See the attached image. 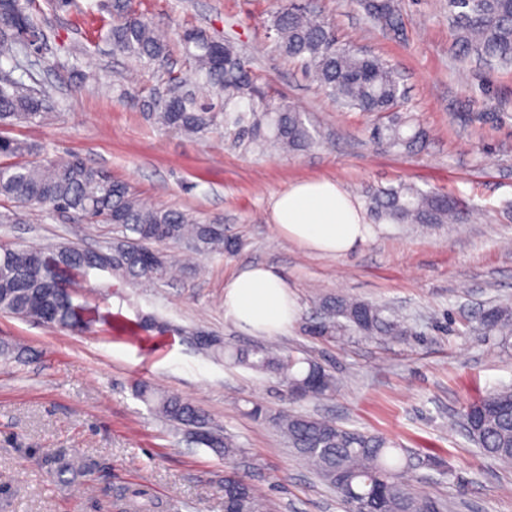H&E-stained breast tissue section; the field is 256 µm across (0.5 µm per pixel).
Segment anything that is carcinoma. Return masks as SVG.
<instances>
[{"mask_svg":"<svg viewBox=\"0 0 512 512\" xmlns=\"http://www.w3.org/2000/svg\"><path fill=\"white\" fill-rule=\"evenodd\" d=\"M107 32L114 50L162 69L169 49L153 23L137 16L129 0H108ZM36 0H0V59L11 62L28 55L26 32L45 39ZM448 15L457 32L459 60L474 55L487 64L512 67V0H448ZM372 21L382 19L393 32L401 28V0H377ZM272 27L282 53L301 59L307 72L335 104L361 112L394 108L404 91L396 70L379 56L340 43L333 24L318 14L312 0H279ZM189 69L168 75L163 102L142 107L158 125L181 133L203 135L219 125L238 141L262 146L268 141L286 151L315 142L302 113L268 97L235 46L190 28L182 33ZM221 99L211 101V95ZM49 105L45 95L20 80L0 84V127L42 120ZM406 123L388 124L378 135L397 148L421 145L426 134L406 133ZM0 200L12 210L3 223L27 210L48 208L74 213L87 224H105L112 238L98 249V269L133 284L170 279L174 256L160 244L185 245L200 255L222 254L228 246L224 225L202 221L178 209L157 208L141 201L128 184L113 179L78 156L45 161L31 143L0 133ZM373 216L393 224H460L468 212L445 193L422 191L409 184L376 188L367 195ZM88 250L72 243L47 245L38 251L0 249V312L40 323L81 331L91 322L88 309L74 302L76 278L86 274ZM484 333L506 341L512 337V306L488 309L480 319ZM353 331L404 341L411 330L390 310L359 300L325 297L319 319L305 331L333 341ZM194 342L207 356L258 373L278 376L292 402L323 399L338 389L336 376L313 358H298L271 346L230 348L219 336ZM137 396L155 414L226 459L241 448L234 438L210 425L209 416L185 398L142 385ZM250 414L269 420L294 452L312 468L347 506L348 512H445L447 504L411 492L404 474L441 466L434 455H420L391 438L348 429L331 420L296 412L267 413L253 405ZM468 436L487 456L512 465V388L486 392L470 402L463 414ZM224 512H268L265 499L245 474L224 475Z\"/></svg>","mask_w":512,"mask_h":512,"instance_id":"1","label":"carcinoma"}]
</instances>
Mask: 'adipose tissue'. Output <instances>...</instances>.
<instances>
[{"instance_id":"1","label":"adipose tissue","mask_w":512,"mask_h":512,"mask_svg":"<svg viewBox=\"0 0 512 512\" xmlns=\"http://www.w3.org/2000/svg\"><path fill=\"white\" fill-rule=\"evenodd\" d=\"M272 222L285 238L334 256L348 255L372 236L361 206L328 179L288 185L274 201ZM224 312L251 335L269 336L294 321L296 303L285 278L257 264L241 269L225 284Z\"/></svg>"}]
</instances>
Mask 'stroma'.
<instances>
[{
  "label": "stroma",
  "instance_id": "obj_1",
  "mask_svg": "<svg viewBox=\"0 0 512 512\" xmlns=\"http://www.w3.org/2000/svg\"><path fill=\"white\" fill-rule=\"evenodd\" d=\"M91 0L67 12L43 8L48 49L24 67L0 70L44 90L53 115L13 127L42 158L79 154L128 183L156 207L221 218L229 250L195 255L159 284L123 285L90 274L74 300L100 322L75 332L0 314V340L18 346L0 358V512H224L226 467L249 475L270 512H344L270 423L249 411L289 407L404 447L439 456L443 471L419 469L415 492L447 502L448 512H512V468L484 455L461 427L478 393L512 386V348L483 335L489 308L512 304V70L471 60L460 65L448 0H402V28L373 22L357 0H316L340 42L387 60L405 100L397 112L340 110L284 56L274 40L275 0H131L170 48L174 71L186 68L179 43L199 28L235 42L269 95L303 113L316 137L309 148L280 152L239 145L215 130L190 136L165 129L142 110L158 85L156 70L112 52ZM413 118L424 147L391 148L376 125ZM336 181L357 202L369 190L401 183L451 193L467 206L465 224L374 223V237L342 257L308 252L282 237L272 204L288 184ZM108 228L49 210L0 223V247L71 241L105 244ZM276 268L297 302L295 322L269 337L277 348L309 354L339 382L324 400L289 404L280 379L216 361L186 333L201 329L233 347L258 344L224 313V286L251 264ZM388 307L413 332L409 342L351 335L326 342L306 335L326 296ZM166 331L139 330L145 316ZM146 383L202 408L233 436L239 456L225 462L188 443L135 393Z\"/></svg>",
  "mask_w": 512,
  "mask_h": 512
}]
</instances>
